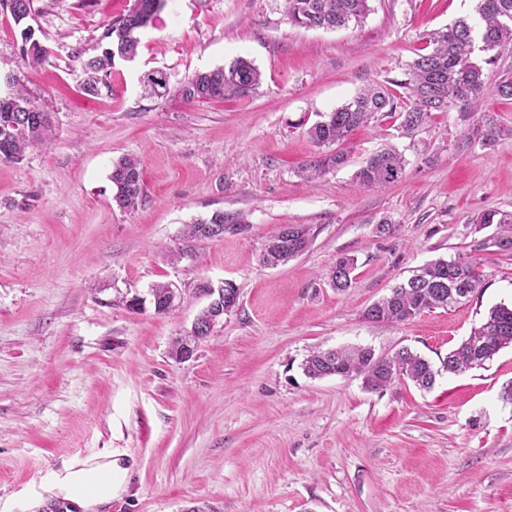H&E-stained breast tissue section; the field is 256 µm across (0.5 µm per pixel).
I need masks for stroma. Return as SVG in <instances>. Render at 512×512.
Returning <instances> with one entry per match:
<instances>
[{"label":"stroma","instance_id":"obj_1","mask_svg":"<svg viewBox=\"0 0 512 512\" xmlns=\"http://www.w3.org/2000/svg\"><path fill=\"white\" fill-rule=\"evenodd\" d=\"M132 0H33L48 51L26 71L50 112L49 146L0 162V512H40L64 460L112 457L126 476L94 512H512V348L484 366L398 379H313L315 348L407 347L433 364L512 305V254L472 249L478 213L512 212V141L458 148L474 120L436 112L405 132L385 118L356 130L344 165L313 177L308 135L367 84L403 77L425 34L475 0H369L358 24L293 25L286 0H168L133 59L83 91L81 51ZM244 58L262 73L250 97L189 102L194 73ZM166 75L157 95L147 74ZM394 146L407 165L385 188L354 175ZM143 170L135 209L113 200L112 166ZM241 212L223 237L186 241L188 224ZM309 248L264 265L285 225ZM354 256L350 288L337 257ZM476 262L477 291L399 325L365 310L436 259ZM232 283L236 306L193 357L171 358L207 306L203 285ZM178 294L156 313L151 290ZM355 258L349 255H343L336 259V263L331 270V281L333 286L339 291H346L352 283V273L354 270Z\"/></svg>","mask_w":512,"mask_h":512}]
</instances>
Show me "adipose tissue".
Returning <instances> with one entry per match:
<instances>
[{"label":"adipose tissue","instance_id":"1","mask_svg":"<svg viewBox=\"0 0 512 512\" xmlns=\"http://www.w3.org/2000/svg\"><path fill=\"white\" fill-rule=\"evenodd\" d=\"M121 473V467L112 460L90 463L71 459L65 461L56 472L54 488L60 495L80 500L83 506H96L111 499L119 487L118 478ZM95 474L104 476L105 481L97 495L89 497L85 494V487Z\"/></svg>","mask_w":512,"mask_h":512}]
</instances>
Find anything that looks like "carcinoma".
I'll list each match as a JSON object with an SVG mask.
<instances>
[{
	"instance_id": "1",
	"label": "carcinoma",
	"mask_w": 512,
	"mask_h": 512,
	"mask_svg": "<svg viewBox=\"0 0 512 512\" xmlns=\"http://www.w3.org/2000/svg\"><path fill=\"white\" fill-rule=\"evenodd\" d=\"M167 0H136L122 16L104 25L97 45L91 48L83 67L87 75L85 90L98 93L112 74L115 58L132 59L139 46L138 33L147 27ZM288 19L299 27L333 30L351 21L359 22L369 11L368 0H287ZM0 9L10 13L16 25L23 26L20 56L29 67L40 64L46 49L34 39L27 25L33 17L32 0H0ZM478 14L482 25L473 27L457 20L443 29L425 36L429 50L408 64L405 79L391 84L404 89L396 97L385 85L370 84L349 102L321 116L308 130L319 148L341 146L353 131L375 121L379 116L394 117L399 127L409 131L420 127L434 112L457 110L467 115L477 110L480 95L489 84L488 71L496 65L499 50L512 46V0H479ZM262 74L250 61L239 58L229 66L199 72L189 77L176 94L187 100H222L247 97L261 85ZM51 116L28 94L22 76L0 72V160L19 162L26 149L49 140ZM512 138V130L503 127L494 116L484 115L479 142L494 147ZM347 160L342 150L319 152L311 156L304 170L319 175L338 168ZM406 161L393 148L371 154L356 173L359 184L367 188L384 187L399 181ZM141 164L133 157L113 165L110 181L113 200L121 209H134L143 194ZM240 212H214L210 218L188 226L187 237L200 239L204 224H243ZM495 232L474 244L476 251L494 250L512 253V212L488 210L476 218L475 230L490 226ZM310 244V228L291 224L267 244L262 262L277 266L301 255ZM355 258L343 255L336 259L331 281L339 291L351 287ZM480 284L477 265L465 260L437 259L413 271L391 293L372 304L364 313L370 322L400 324L412 320L426 310L448 308L470 297ZM155 311L166 313L173 305L172 289L167 285L152 288ZM233 285L198 316L203 324L214 322L237 304ZM512 346V307L491 308L486 319L473 328L469 336L442 361V369L451 374L464 372L493 359L500 350ZM304 372L311 378L327 376H361L371 389H382L404 377L421 389L433 387L440 370L428 360L404 347L391 356H377L369 348L328 349L311 352L303 362Z\"/></svg>"
}]
</instances>
